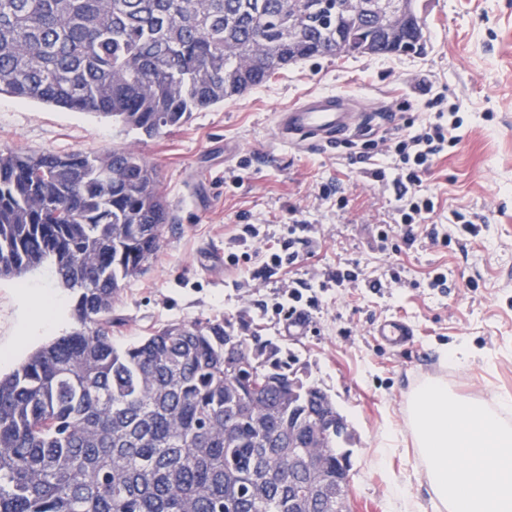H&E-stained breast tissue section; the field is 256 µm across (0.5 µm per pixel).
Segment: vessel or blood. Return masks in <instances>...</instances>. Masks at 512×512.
I'll use <instances>...</instances> for the list:
<instances>
[{"instance_id": "vessel-or-blood-1", "label": "vessel or blood", "mask_w": 512, "mask_h": 512, "mask_svg": "<svg viewBox=\"0 0 512 512\" xmlns=\"http://www.w3.org/2000/svg\"><path fill=\"white\" fill-rule=\"evenodd\" d=\"M361 112L356 99L335 92L310 93L274 114L276 141L285 147L335 145L357 126ZM372 335L379 345L396 351L409 348L416 336L404 318L393 316L375 323Z\"/></svg>"}]
</instances>
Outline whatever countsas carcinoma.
<instances>
[{
    "mask_svg": "<svg viewBox=\"0 0 512 512\" xmlns=\"http://www.w3.org/2000/svg\"><path fill=\"white\" fill-rule=\"evenodd\" d=\"M371 2L0 0V95L158 136L299 60L425 50L411 0ZM171 222L131 146L0 150V278L52 260L76 323L0 377V512H350L347 420L249 320L114 344Z\"/></svg>",
    "mask_w": 512,
    "mask_h": 512,
    "instance_id": "carcinoma-1",
    "label": "carcinoma"
}]
</instances>
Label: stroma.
<instances>
[{"mask_svg":"<svg viewBox=\"0 0 512 512\" xmlns=\"http://www.w3.org/2000/svg\"><path fill=\"white\" fill-rule=\"evenodd\" d=\"M426 49L418 56L318 57L297 62L269 82L202 112L159 136H137L111 119L37 101L0 96V150L94 155L136 144L161 180L174 220L150 267L125 286L112 308V338L126 345L154 327L208 318L252 320L262 337L290 350L295 366L324 388L356 435L350 448L352 512H397V484H408L423 505L431 490L417 466L411 438L381 446L387 428H404L407 396L439 379L458 395L512 398V0H420ZM459 107L460 139L423 180L436 197L430 221L447 224L456 210L485 216L475 238L452 234L448 246L417 245L392 255L380 248V225L398 218L391 178L375 175L372 145L421 127L431 117L426 90ZM362 98L375 128L332 147L295 150L273 137L276 109L313 92ZM346 206H338L337 197ZM260 236L248 243L250 262L230 265L234 240L246 225ZM304 225L293 243L297 264L254 280L267 249L289 243L292 225ZM221 263H213L214 254ZM358 263L362 280L318 291L307 335L288 336L269 312L285 281L324 279L339 264ZM448 288H429L434 269ZM399 271L400 282L369 288L367 280ZM59 285L52 262L25 276L0 280V351L22 333L33 340L13 363L70 331L39 328L29 301ZM401 316L419 336L407 350L378 345L375 321ZM468 343L475 359L458 364L453 345Z\"/></svg>","mask_w":512,"mask_h":512,"instance_id":"35a3bbf8","label":"stroma"}]
</instances>
